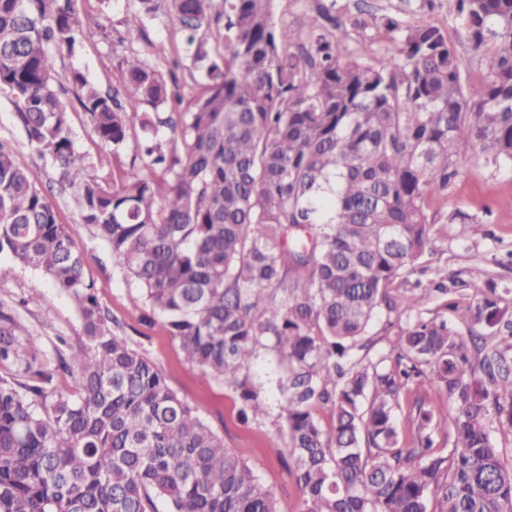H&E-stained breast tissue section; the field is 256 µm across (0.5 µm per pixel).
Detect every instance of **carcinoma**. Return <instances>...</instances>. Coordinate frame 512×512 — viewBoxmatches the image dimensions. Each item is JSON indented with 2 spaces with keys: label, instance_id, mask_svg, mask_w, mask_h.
<instances>
[{
  "label": "carcinoma",
  "instance_id": "obj_1",
  "mask_svg": "<svg viewBox=\"0 0 512 512\" xmlns=\"http://www.w3.org/2000/svg\"><path fill=\"white\" fill-rule=\"evenodd\" d=\"M202 72L187 112L177 84L139 55L103 90L54 54L78 52L75 0H0V88L28 142L74 192L82 223L145 299L143 319L180 340L200 373L232 390L246 421L265 413L252 368L271 357L285 407L300 512H512V469L491 440L512 437V319L498 284L468 271L464 316L491 333L469 349L448 312L394 287L445 225L429 220L466 147L512 169V0H456L483 70L470 83L435 26L383 18L395 54L343 60L338 28L287 36L276 0H166ZM69 86L100 142L133 153L120 180L88 172L75 146ZM32 266L66 294L86 344L42 351L0 302V512H279L251 468L112 332L83 253L0 140V258ZM406 314L389 352L369 356L370 325ZM73 378L56 392L55 368ZM455 397L453 418L416 401L401 440V394ZM328 407L334 423L322 426Z\"/></svg>",
  "mask_w": 512,
  "mask_h": 512
}]
</instances>
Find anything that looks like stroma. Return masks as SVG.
Wrapping results in <instances>:
<instances>
[{
	"label": "stroma",
	"instance_id": "obj_1",
	"mask_svg": "<svg viewBox=\"0 0 512 512\" xmlns=\"http://www.w3.org/2000/svg\"><path fill=\"white\" fill-rule=\"evenodd\" d=\"M319 3L330 7L347 32L338 46L342 58L352 59L363 53L370 64L386 63L394 46L382 19L390 16L407 26L431 25L447 32L464 59L468 81L475 83L482 78L475 55L455 20L454 0H435L430 9L423 7L422 0H276V20L284 29L309 31ZM76 8L86 24L83 46L75 56L56 54L59 73L77 68L101 87H116L122 82L123 57L136 53L162 74L172 75L182 94H189L200 73L186 56L179 25L167 8H160L150 18L140 13L136 0H77ZM160 41L165 44L161 55L153 49ZM70 126L77 147L87 156L90 175L109 180L130 165L131 151L113 154L94 135L86 112H71ZM0 140L11 145L16 163L31 173L37 188L54 206L60 224L80 246L85 277L93 282L97 301L108 313L113 331L126 336L134 348L159 365L169 386L273 492L280 512H298L301 500L295 476L280 461L288 445L281 418L283 400L267 364L257 369L265 388L267 414L241 422L232 391L201 377L185 361L179 341L143 320L139 288L115 272L106 249L82 224L74 196L58 194L52 168L28 143L16 119L11 94L1 88ZM459 171L444 204L452 210L486 217L487 222L478 235L473 234L470 225L458 221L448 224L445 242L427 263L433 268H447L460 278L473 264H481L489 278L506 288L503 306L512 313V171L486 165L472 148L463 151ZM444 204L436 200L432 206L437 209ZM41 277V272L32 267L0 259V301L12 305L18 321L29 335L38 337L43 350H51L59 335L68 337L73 347L83 346L82 322L73 303L48 284L37 292L28 291V283Z\"/></svg>",
	"mask_w": 512,
	"mask_h": 512
}]
</instances>
